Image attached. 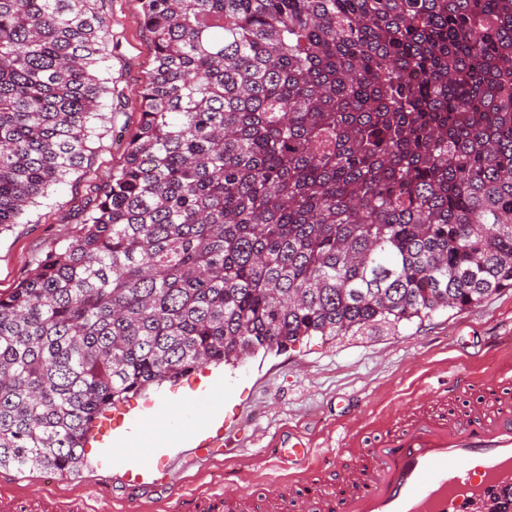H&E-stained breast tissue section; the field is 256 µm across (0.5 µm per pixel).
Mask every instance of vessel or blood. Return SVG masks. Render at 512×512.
Returning <instances> with one entry per match:
<instances>
[{
    "label": "vessel or blood",
    "mask_w": 512,
    "mask_h": 512,
    "mask_svg": "<svg viewBox=\"0 0 512 512\" xmlns=\"http://www.w3.org/2000/svg\"><path fill=\"white\" fill-rule=\"evenodd\" d=\"M480 388L484 411L418 413L394 420L363 443L360 466L349 474L343 464L306 466L303 442L281 449L303 474L296 483L293 512H466L489 496L512 502V394L504 385ZM137 425L118 428L104 411L86 439L99 466H108L114 448L131 441Z\"/></svg>",
    "instance_id": "1"
}]
</instances>
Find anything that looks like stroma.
<instances>
[{
  "label": "stroma",
  "mask_w": 512,
  "mask_h": 512,
  "mask_svg": "<svg viewBox=\"0 0 512 512\" xmlns=\"http://www.w3.org/2000/svg\"><path fill=\"white\" fill-rule=\"evenodd\" d=\"M101 16L112 30V112L97 121L98 136L86 169L52 186L21 223L0 232V293L31 275L38 259L79 234L80 210L92 184L108 180L124 162L128 132L139 120L140 91L152 67V50L141 24L140 0H101ZM512 364V289L465 311L444 310L413 322L392 336H357L336 342L315 337L281 353H259L236 366H206L176 384L154 386L114 405L113 420L135 419L144 401L180 402L190 390L224 381L216 396L224 451L199 458L194 442L168 449V483L153 489L127 486L126 449L113 453L110 469L95 456L72 476L0 470V512H52L81 497L87 512H184L188 500L220 493L234 484L246 498L264 483L284 479L287 465L271 451L299 437L316 456L346 458L364 427L378 428L414 398L447 388L455 373L472 370L485 383Z\"/></svg>",
  "instance_id": "1"
}]
</instances>
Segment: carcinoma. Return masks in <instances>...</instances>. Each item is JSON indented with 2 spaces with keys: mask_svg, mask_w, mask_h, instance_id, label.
I'll return each mask as SVG.
<instances>
[{
  "mask_svg": "<svg viewBox=\"0 0 512 512\" xmlns=\"http://www.w3.org/2000/svg\"><path fill=\"white\" fill-rule=\"evenodd\" d=\"M98 0H0V226L93 153ZM153 67L83 230L0 293V470L197 368L512 288V0H142Z\"/></svg>",
  "mask_w": 512,
  "mask_h": 512,
  "instance_id": "obj_1",
  "label": "carcinoma"
}]
</instances>
